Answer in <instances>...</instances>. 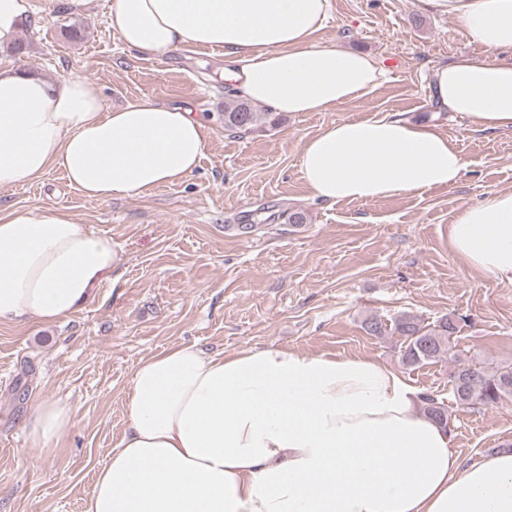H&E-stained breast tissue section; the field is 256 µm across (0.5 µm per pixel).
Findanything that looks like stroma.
Masks as SVG:
<instances>
[{
  "label": "stroma",
  "instance_id": "stroma-1",
  "mask_svg": "<svg viewBox=\"0 0 512 512\" xmlns=\"http://www.w3.org/2000/svg\"><path fill=\"white\" fill-rule=\"evenodd\" d=\"M113 2L91 0L76 11L68 0H25L17 36L24 51L2 49L0 61L49 80L79 75L98 85L109 109L148 99L202 113L207 148L189 178L138 196L91 200L54 169L0 188V211L65 210L111 236L123 260L120 279L69 320L0 323V512H84L95 474L126 428L133 369L173 346L360 357L449 399L451 364L401 362L393 327L410 315L429 326L453 319L459 360L512 365V282L448 249L460 209L512 190V130H477L432 101L436 67L486 53L458 19L419 0H330L317 41L369 53L385 80L353 101L280 114L238 134L224 128L222 50L185 46L138 58L108 24ZM72 25L79 39L67 34ZM383 114L448 136L466 163L458 183L373 201L313 198L299 169L305 142L329 124ZM295 211L303 223H289ZM369 318L383 323L384 335L366 331ZM45 400L68 404L74 420L52 447L36 448L23 421ZM448 410L461 464L512 448V399Z\"/></svg>",
  "mask_w": 512,
  "mask_h": 512
}]
</instances>
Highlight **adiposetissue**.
Segmentation results:
<instances>
[{
    "instance_id": "ef3b65f1",
    "label": "adipose tissue",
    "mask_w": 512,
    "mask_h": 512,
    "mask_svg": "<svg viewBox=\"0 0 512 512\" xmlns=\"http://www.w3.org/2000/svg\"><path fill=\"white\" fill-rule=\"evenodd\" d=\"M489 50L512 52V0H420ZM330 0H115L111 29L137 57L218 48L240 95L271 112H321L385 73L367 54L323 45ZM439 108L483 129L512 128V59L464 56L434 72ZM206 150L187 108L144 100L106 108L96 84L0 65V187L52 169L92 200L184 181ZM300 172L314 198L376 200L454 187L465 162L433 127L384 116L309 139ZM448 248L512 282V191L460 210ZM111 236L66 211L0 214V323L72 317L121 265ZM397 369L362 358L247 347L173 346L129 381L127 429L84 512H512V451L460 467L447 433L417 410ZM44 401L24 428L47 448L71 424Z\"/></svg>"
}]
</instances>
